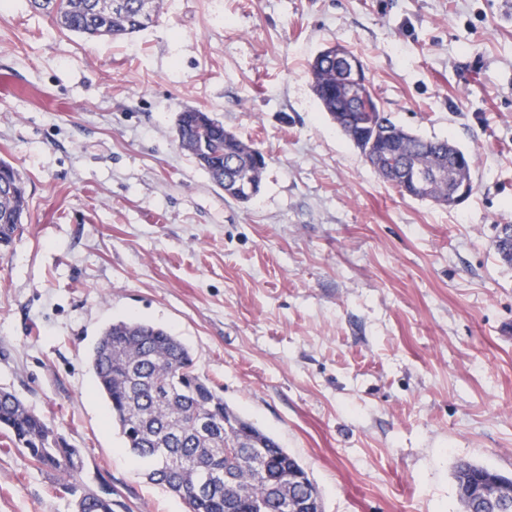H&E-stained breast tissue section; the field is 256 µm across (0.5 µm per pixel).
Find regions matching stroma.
Returning <instances> with one entry per match:
<instances>
[{
	"instance_id": "1",
	"label": "stroma",
	"mask_w": 512,
	"mask_h": 512,
	"mask_svg": "<svg viewBox=\"0 0 512 512\" xmlns=\"http://www.w3.org/2000/svg\"><path fill=\"white\" fill-rule=\"evenodd\" d=\"M341 43L391 118L474 153L448 208L379 179L322 111L309 61ZM0 159L29 208L0 252V389L79 449L77 479L0 430V512H188L152 484L95 388L90 350L135 318L192 351L225 402L318 486L324 512H462L458 466L512 477V0H164L129 39L0 0ZM210 112L266 153L250 203L180 148ZM105 487V488H104ZM75 512H114L116 502L112 500V487L98 488L73 485Z\"/></svg>"
}]
</instances>
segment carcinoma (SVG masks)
I'll return each mask as SVG.
<instances>
[{
  "instance_id": "carcinoma-1",
  "label": "carcinoma",
  "mask_w": 512,
  "mask_h": 512,
  "mask_svg": "<svg viewBox=\"0 0 512 512\" xmlns=\"http://www.w3.org/2000/svg\"><path fill=\"white\" fill-rule=\"evenodd\" d=\"M30 8L62 31L86 40L132 36L145 26L132 21L143 3L150 21L163 0H28ZM312 90L336 127L359 149L374 173L400 193L448 205V187L472 181L469 165L454 167L460 147L448 138H424L395 123L371 88L361 60L334 44L309 64ZM180 148L190 152L224 196L249 202L250 186H262V151L224 128L210 113H178ZM416 171L424 188L407 183ZM20 173L0 159V249L10 248L27 214ZM90 362L112 409V423L126 448L148 465L150 482L181 497L189 512H288V473H308L268 433L234 411L195 367L190 349L166 329L134 319L108 325L95 341ZM205 419L208 425L199 426ZM0 428L40 468L72 478L80 452L14 393L0 391ZM75 512H114L112 488L73 486Z\"/></svg>"
}]
</instances>
